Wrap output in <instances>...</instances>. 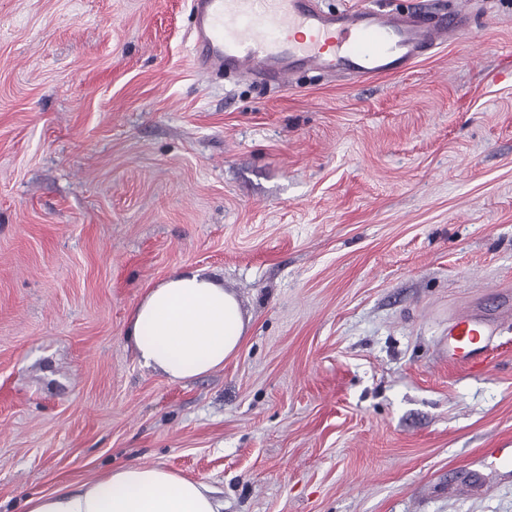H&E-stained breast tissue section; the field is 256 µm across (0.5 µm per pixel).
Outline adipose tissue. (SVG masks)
I'll return each instance as SVG.
<instances>
[{
    "instance_id": "ef3b65f1",
    "label": "adipose tissue",
    "mask_w": 512,
    "mask_h": 512,
    "mask_svg": "<svg viewBox=\"0 0 512 512\" xmlns=\"http://www.w3.org/2000/svg\"><path fill=\"white\" fill-rule=\"evenodd\" d=\"M247 323L237 299L206 271L177 273L148 290L127 329L140 362L174 382L222 367ZM26 512H222L202 482L159 465L108 469L78 485L28 497Z\"/></svg>"
}]
</instances>
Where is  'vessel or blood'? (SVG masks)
I'll use <instances>...</instances> for the list:
<instances>
[{
  "instance_id": "vessel-or-blood-1",
  "label": "vessel or blood",
  "mask_w": 512,
  "mask_h": 512,
  "mask_svg": "<svg viewBox=\"0 0 512 512\" xmlns=\"http://www.w3.org/2000/svg\"><path fill=\"white\" fill-rule=\"evenodd\" d=\"M193 56L203 71L238 70L287 83L298 69L357 82L394 76L462 33L463 9L406 14L383 6L332 12L319 0H191ZM492 323L464 315L448 324V358L467 363L488 349Z\"/></svg>"
}]
</instances>
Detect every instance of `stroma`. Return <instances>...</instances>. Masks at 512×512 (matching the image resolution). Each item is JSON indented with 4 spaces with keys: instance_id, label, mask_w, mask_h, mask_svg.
<instances>
[{
    "instance_id": "stroma-1",
    "label": "stroma",
    "mask_w": 512,
    "mask_h": 512,
    "mask_svg": "<svg viewBox=\"0 0 512 512\" xmlns=\"http://www.w3.org/2000/svg\"><path fill=\"white\" fill-rule=\"evenodd\" d=\"M470 2L403 74L265 86L196 68L190 0H0V512L120 464L224 512H512V0ZM186 269L248 325L172 383L126 328ZM448 323V359L467 363L480 359L496 335L493 323L464 315ZM486 342V343H485Z\"/></svg>"
}]
</instances>
